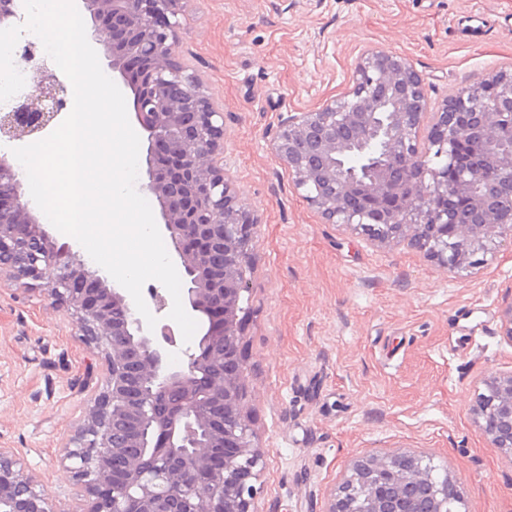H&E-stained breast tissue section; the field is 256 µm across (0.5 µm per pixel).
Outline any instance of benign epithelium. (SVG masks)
I'll use <instances>...</instances> for the list:
<instances>
[{"instance_id": "7a95c632", "label": "benign epithelium", "mask_w": 512, "mask_h": 512, "mask_svg": "<svg viewBox=\"0 0 512 512\" xmlns=\"http://www.w3.org/2000/svg\"><path fill=\"white\" fill-rule=\"evenodd\" d=\"M91 39L133 95L134 117L147 141L146 188L159 204L157 226L167 236L185 283L182 303L200 326L195 349L179 348L174 324L154 330L130 294L111 276L63 253L81 287L55 274L45 227L23 200L13 163L0 157V280L20 290L37 282L74 310L82 335L104 353L106 387L91 395L87 423L64 449L80 487L81 512H255L257 467L245 411L246 365L239 353L238 313L253 272L250 254L259 219L224 176V113L200 79L179 60L180 0H78ZM18 17L0 0V29ZM36 93L0 116V137L35 134L60 112L66 87L44 65H32ZM479 103L458 111L455 95L428 111L419 73L399 54L372 49L358 60L349 92L311 112L280 117L272 150L293 185L327 224H345L370 240L403 239L445 268L463 271L512 239L504 209H512V74L466 88ZM467 139L485 151L459 158ZM380 146L361 170L345 159ZM469 201L463 219L459 199ZM456 227L448 242L443 228ZM141 385L130 384L132 374ZM481 428L512 465V374L486 379L478 400ZM456 481L437 482L412 455L356 461L327 512H449ZM0 512H67L25 474L20 459L0 448Z\"/></svg>"}]
</instances>
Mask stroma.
<instances>
[{
	"label": "stroma",
	"mask_w": 512,
	"mask_h": 512,
	"mask_svg": "<svg viewBox=\"0 0 512 512\" xmlns=\"http://www.w3.org/2000/svg\"><path fill=\"white\" fill-rule=\"evenodd\" d=\"M178 52L224 113V172L258 215L239 314L256 512H326L365 456L443 467L460 512H512V467L474 414L512 372V242L457 272L323 223L271 142L280 114L344 96L369 49L406 57L432 103L512 72V0H182ZM72 310L0 284V448L65 512L61 458L105 384Z\"/></svg>",
	"instance_id": "obj_1"
}]
</instances>
